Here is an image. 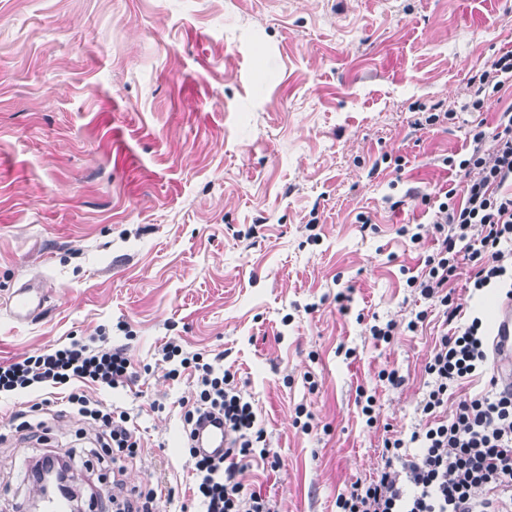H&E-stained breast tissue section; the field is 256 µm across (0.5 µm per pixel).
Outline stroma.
<instances>
[{"label": "stroma", "instance_id": "35a3bbf8", "mask_svg": "<svg viewBox=\"0 0 512 512\" xmlns=\"http://www.w3.org/2000/svg\"><path fill=\"white\" fill-rule=\"evenodd\" d=\"M510 49L512 0H0V363L75 339L126 346L133 382L90 395L147 444L107 461L75 410L28 433L11 414L37 392L2 395L0 512H29L48 453L71 463L85 512L159 483L173 490L159 512L189 503L193 383L167 377L169 340L221 357L252 401L280 465L253 458L245 488L277 512H336L384 439L418 424L439 332L432 316L387 343L368 334L426 307L406 285L425 250L398 229L432 214L403 194L463 190L441 160L512 107L511 78L467 108L470 80ZM435 105L451 119L417 127ZM28 279L50 285L49 310L20 324L7 302Z\"/></svg>", "mask_w": 512, "mask_h": 512}]
</instances>
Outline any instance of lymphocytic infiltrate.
Returning a JSON list of instances; mask_svg holds the SVG:
<instances>
[{
	"mask_svg": "<svg viewBox=\"0 0 512 512\" xmlns=\"http://www.w3.org/2000/svg\"><path fill=\"white\" fill-rule=\"evenodd\" d=\"M497 125L495 133L480 123L471 129V149L458 163L466 179L462 202L454 203V190H446L431 231L419 224L399 229L415 244L428 235L434 240L407 285L441 306L444 331L424 367L429 382L418 404L419 423L409 436L385 439L381 466L337 497V512H512V389L465 394V380L489 359L490 336L482 318H463L453 298L457 271L465 265L473 290L502 288L512 300V108L500 112ZM161 355L170 378L185 373L195 383V398L181 404L185 435L218 414L231 436L223 457L190 456L199 512H272L269 499L245 493L239 479L252 457H268L269 451L253 405L236 389L233 375L201 355H185L171 341ZM131 377L125 348L75 340L0 364V393L39 390L42 405L64 401L90 421L103 447L132 456L141 442L129 414L83 392L89 385L124 387ZM450 404L455 411L449 415ZM412 444L417 451L410 455Z\"/></svg>",
	"mask_w": 512,
	"mask_h": 512,
	"instance_id": "obj_1",
	"label": "lymphocytic infiltrate"
}]
</instances>
